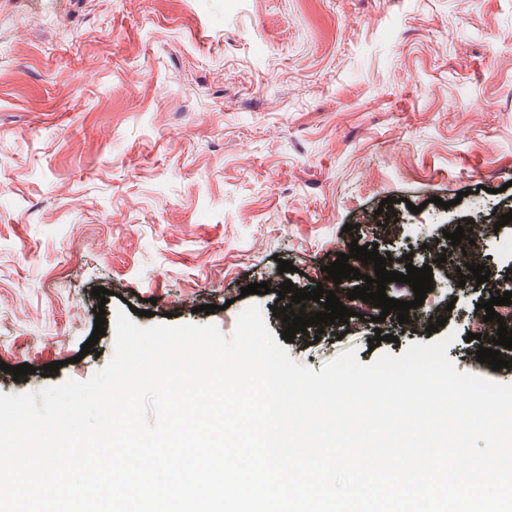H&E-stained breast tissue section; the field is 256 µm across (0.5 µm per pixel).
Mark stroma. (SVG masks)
Segmentation results:
<instances>
[{"instance_id":"obj_1","label":"stroma","mask_w":512,"mask_h":512,"mask_svg":"<svg viewBox=\"0 0 512 512\" xmlns=\"http://www.w3.org/2000/svg\"><path fill=\"white\" fill-rule=\"evenodd\" d=\"M385 198L398 219L380 226ZM510 211L512 0H0V363L35 368L0 370V394L90 379L124 303L143 327L226 336L254 303L277 337L279 285L334 289L351 241L399 260ZM478 253L512 284V223ZM432 273L437 332L352 316L296 334L290 357L367 365L453 332L471 372L486 291ZM254 282L269 293L242 295ZM98 286L106 331L85 355Z\"/></svg>"}]
</instances>
